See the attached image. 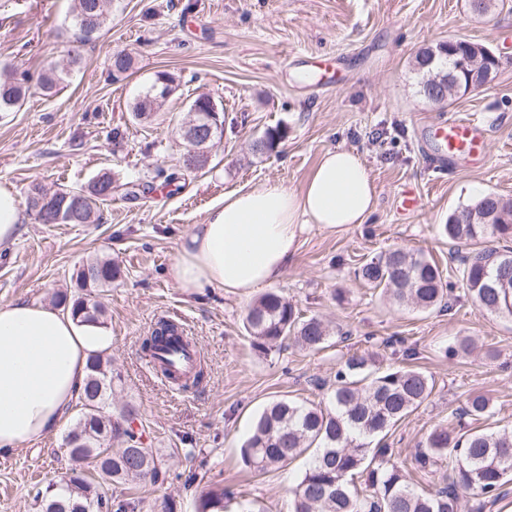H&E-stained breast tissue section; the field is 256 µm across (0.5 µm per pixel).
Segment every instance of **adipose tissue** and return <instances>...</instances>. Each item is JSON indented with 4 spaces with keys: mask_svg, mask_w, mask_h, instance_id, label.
<instances>
[{
    "mask_svg": "<svg viewBox=\"0 0 512 512\" xmlns=\"http://www.w3.org/2000/svg\"><path fill=\"white\" fill-rule=\"evenodd\" d=\"M375 209L370 173L355 152L322 154L300 190L265 182L213 205L178 249L171 276L193 294L208 288L251 296L275 284L310 225L338 231ZM112 349V335L69 312L27 302L0 303V450L59 429L78 402L91 355Z\"/></svg>",
    "mask_w": 512,
    "mask_h": 512,
    "instance_id": "1",
    "label": "adipose tissue"
}]
</instances>
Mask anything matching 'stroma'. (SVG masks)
<instances>
[{
	"instance_id": "1",
	"label": "stroma",
	"mask_w": 512,
	"mask_h": 512,
	"mask_svg": "<svg viewBox=\"0 0 512 512\" xmlns=\"http://www.w3.org/2000/svg\"><path fill=\"white\" fill-rule=\"evenodd\" d=\"M72 6L0 0V67L35 78L49 65L65 66ZM451 37L489 45L501 65L487 88L442 107L420 94L415 56ZM116 51L134 59L119 82L107 70ZM80 54L60 93L31 91L19 111L0 119V185L23 201L35 184L76 189L109 173L153 190L138 199L113 196L96 224H42L26 215L0 251V303L51 305L57 292L76 293L86 263L107 257L120 264L121 276L101 295L109 358L122 376L114 405L136 409L170 476L118 485L115 496L141 498V512H194L203 485L219 484L262 512H290L288 487L307 458L264 473L246 467L239 449L256 417L279 399L323 403L315 383H333L348 350L372 354L383 371L403 366L397 348L384 344L389 337L415 350L413 366L434 383L431 397L390 432L399 464L411 466L428 434L455 424L473 394L491 402L487 428L512 429V321L473 306L439 232L454 210L473 202L470 184L512 199V0H493L486 16L468 0H112L110 22ZM161 71L176 76V90L151 119H134L132 102ZM201 94L221 108L224 134L206 166L172 195L161 173L176 164L178 130ZM455 116L487 126L481 164L437 160L430 127ZM273 127L284 133L273 151H254ZM338 147L365 161L376 208L341 232L309 226L274 286L302 315L328 323V345L309 352L288 341L263 354L244 329L249 298L177 288L170 276L177 248L225 195L264 182L300 190L322 154ZM406 189L420 199L408 216L398 210ZM395 246L423 250L438 264L454 284L450 312L398 307L359 279L364 258ZM163 316L177 318L195 342L206 374L199 387L170 386L144 357L141 340ZM343 331L349 341L340 340ZM457 336L473 337L476 352L448 358ZM67 432L63 426L0 453V512H36V490L70 472ZM203 459L202 483L185 486L183 472Z\"/></svg>"
}]
</instances>
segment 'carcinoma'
I'll return each instance as SVG.
<instances>
[{"label": "carcinoma", "instance_id": "cac0c4a2", "mask_svg": "<svg viewBox=\"0 0 512 512\" xmlns=\"http://www.w3.org/2000/svg\"><path fill=\"white\" fill-rule=\"evenodd\" d=\"M112 0H73L72 26L77 42L97 37L108 24ZM127 54L109 58V76L117 81L133 69ZM483 60L472 59L456 68L446 57L431 58L423 50L416 55L422 78L419 92L427 94L433 74L452 76V84L466 91L474 83ZM68 72L48 67L37 87L45 96L56 94ZM25 72H8L0 78V117L16 112L30 89ZM168 95L163 85L145 88L131 105L135 119H147L162 107ZM207 158L193 166L177 162L164 175L166 186L178 192L186 177L203 168ZM137 196V185L119 183L103 174L87 187L56 191L50 201L38 205L41 188L30 189L28 207L44 224H95L100 205L112 193ZM448 242L460 247V276L473 305L487 313L512 320V199L488 193L454 211L441 225ZM358 276L368 286L381 289L393 303L422 313L452 309L453 285L443 278L436 262L421 250L392 248L363 262ZM120 277V268L110 259L97 260L76 275L80 294L59 303L82 323H99L103 303L94 292ZM252 345L269 353L286 340L303 349L324 348L329 333L316 316L302 317L277 292L259 296L245 317ZM190 345L188 337L172 321L159 320L142 341L150 360ZM472 347L466 336H457L446 353L466 356ZM121 380L101 356L88 360V377L78 404L79 418L67 433L64 445L69 455H78L82 470L60 483L37 491L34 500L40 512H139L140 501L120 499L109 485L148 478L164 482L167 460L145 443L135 410L126 405L114 410L109 403L113 385ZM433 391V381L413 366L380 371L364 354L353 352L340 363L327 404L313 405L279 400L259 415L250 436L240 447L244 465L255 472L283 467L309 448L315 453L304 472L289 488L292 512H461V497L475 505L471 512H484L498 500L512 480V432L469 428L458 431L439 425L427 437L425 448L415 455V471L427 476L437 472L442 461L451 460L448 485L433 492H419L411 485L409 472L395 461V449L386 442L389 430L421 406ZM492 416L489 398H467L461 417L474 421ZM233 492L215 486L199 495L196 512H224V499Z\"/></svg>", "mask_w": 512, "mask_h": 512}]
</instances>
